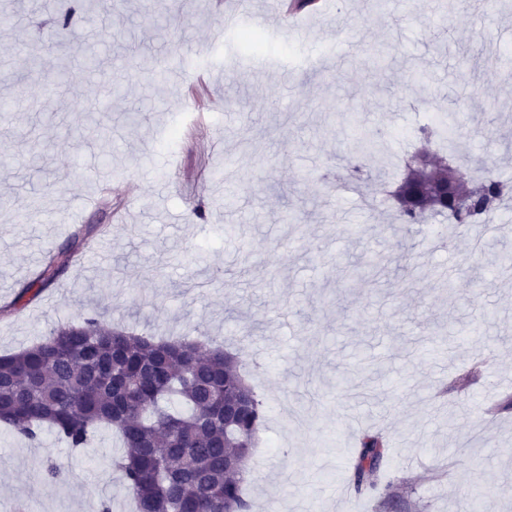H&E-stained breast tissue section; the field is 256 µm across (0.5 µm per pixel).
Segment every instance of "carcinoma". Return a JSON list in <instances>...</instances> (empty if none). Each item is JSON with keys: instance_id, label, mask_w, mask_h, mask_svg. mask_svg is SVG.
Wrapping results in <instances>:
<instances>
[{"instance_id": "carcinoma-1", "label": "carcinoma", "mask_w": 512, "mask_h": 512, "mask_svg": "<svg viewBox=\"0 0 512 512\" xmlns=\"http://www.w3.org/2000/svg\"><path fill=\"white\" fill-rule=\"evenodd\" d=\"M458 121L448 127L420 128L453 153ZM354 148L380 159V138L358 137ZM509 183L490 169L465 196L433 198L427 210L457 226L485 225L507 201ZM396 220L419 223L420 184L402 181L396 188ZM99 231L78 228L69 242L49 254L35 281L23 289L41 292L66 269L75 249ZM390 259L376 256L364 265H348L355 278L378 275ZM386 371L380 360H363L369 384ZM266 419L263 401L246 382L239 361L221 348L194 340H162L115 330L96 317L61 323L29 348L0 355V427L41 442L49 430L73 449L87 448L103 426L121 434L122 455L113 460L122 471L136 512H248L242 484L251 449ZM388 448L383 436L363 435L353 464L356 492L374 490Z\"/></svg>"}]
</instances>
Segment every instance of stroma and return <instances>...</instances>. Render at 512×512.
<instances>
[{
    "label": "stroma",
    "mask_w": 512,
    "mask_h": 512,
    "mask_svg": "<svg viewBox=\"0 0 512 512\" xmlns=\"http://www.w3.org/2000/svg\"><path fill=\"white\" fill-rule=\"evenodd\" d=\"M0 28V355L29 347L61 323L97 316L113 327L224 347L267 407L250 458L252 512H512V277L494 250L512 251V205L493 231L430 220L400 224L393 200L373 201L372 159L352 150L355 125L377 131L391 157L428 150L418 128L461 92L455 156L465 176L487 159L512 182V0H326L286 30L275 0H243L260 30L252 68L237 32L210 0H11ZM170 10L174 20L158 28ZM358 44L336 60L337 41ZM111 54L101 74L76 69L83 51ZM44 63L28 76L29 54ZM71 80H57L61 65ZM123 86L103 120L110 134L77 141L69 126ZM232 179L214 178L225 156ZM365 179L353 181V167ZM111 179L97 194L87 176ZM92 208L84 202L90 195ZM79 224H102L101 256L79 249L35 297L22 290L48 250ZM482 247H475V240ZM400 256L372 280H344L345 264ZM453 289H445V282ZM449 336L451 352L431 349ZM388 361L370 389L339 392L357 344ZM389 444L378 490L350 488L363 431ZM466 442L478 465L449 466ZM112 431L72 449L45 434L39 447L0 434V512H130L112 459ZM58 465L65 480L51 477Z\"/></svg>",
    "instance_id": "1"
}]
</instances>
